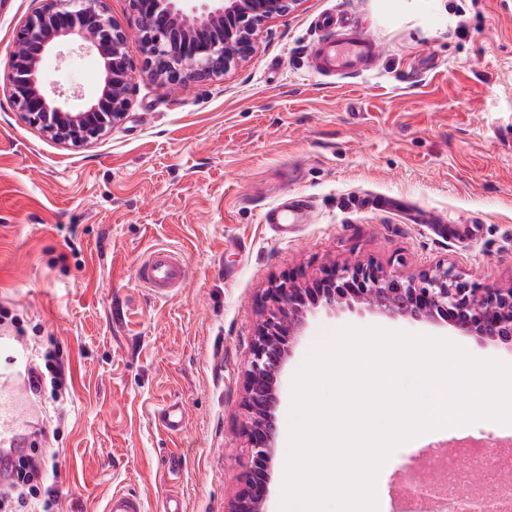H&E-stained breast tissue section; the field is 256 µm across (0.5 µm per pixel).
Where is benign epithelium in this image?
I'll return each instance as SVG.
<instances>
[{
	"label": "benign epithelium",
	"instance_id": "7a95c632",
	"mask_svg": "<svg viewBox=\"0 0 512 512\" xmlns=\"http://www.w3.org/2000/svg\"><path fill=\"white\" fill-rule=\"evenodd\" d=\"M14 34L6 90L22 119L60 144L82 147L119 124L130 106L135 73L127 54L129 29L113 19L106 0H40ZM130 24L151 76L187 85L220 77L253 53L255 36L302 0H128ZM65 43L94 54L103 73L94 97L48 88L43 61ZM77 104H69L70 100ZM268 310L258 323L245 369L243 403L251 466L226 512H264L268 471L275 456L278 380L301 336L307 312L345 305L392 318L444 323L464 336L512 343V285L479 287L439 262L404 278L374 262L297 285L267 289Z\"/></svg>",
	"mask_w": 512,
	"mask_h": 512
}]
</instances>
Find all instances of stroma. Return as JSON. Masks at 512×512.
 <instances>
[{"label":"stroma","instance_id":"35a3bbf8","mask_svg":"<svg viewBox=\"0 0 512 512\" xmlns=\"http://www.w3.org/2000/svg\"><path fill=\"white\" fill-rule=\"evenodd\" d=\"M302 0L257 34L224 76L188 86L138 72L123 121L67 147L25 123L3 86L13 34L37 0H0V306L70 363L68 421L44 444L60 512L140 497L163 512H225L250 470L243 373L262 298L368 261L404 276L445 260L466 279L512 284V0ZM327 15L378 42L366 71L323 77L311 54ZM49 79L92 97L93 55L49 57ZM296 204L305 223L262 215ZM177 246L189 281L155 300L136 277ZM353 325L449 337L446 327L360 310H314L280 376L265 512H278L291 382L313 345ZM179 403L183 427L159 408ZM417 451L377 479L379 512Z\"/></svg>","mask_w":512,"mask_h":512}]
</instances>
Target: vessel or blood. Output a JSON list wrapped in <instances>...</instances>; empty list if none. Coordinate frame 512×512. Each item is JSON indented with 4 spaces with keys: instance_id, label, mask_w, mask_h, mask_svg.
Returning a JSON list of instances; mask_svg holds the SVG:
<instances>
[{
    "instance_id": "b4317fda",
    "label": "vessel or blood",
    "mask_w": 512,
    "mask_h": 512,
    "mask_svg": "<svg viewBox=\"0 0 512 512\" xmlns=\"http://www.w3.org/2000/svg\"><path fill=\"white\" fill-rule=\"evenodd\" d=\"M324 32L314 49V68L324 76L352 75L362 70L377 52L375 39L351 19L328 17L321 21ZM139 283L157 300H165L176 289L186 287L188 274L179 254L171 248L151 250L138 267ZM13 372L0 381V409L7 418L0 425V445H8L12 436L35 416L19 368L24 356L11 357ZM140 499L129 493H113L106 512H142Z\"/></svg>"
}]
</instances>
